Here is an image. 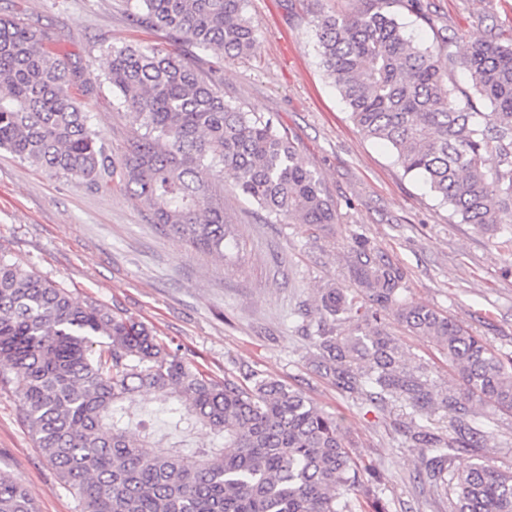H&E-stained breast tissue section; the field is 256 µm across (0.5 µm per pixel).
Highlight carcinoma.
<instances>
[{
    "label": "carcinoma",
    "mask_w": 512,
    "mask_h": 512,
    "mask_svg": "<svg viewBox=\"0 0 512 512\" xmlns=\"http://www.w3.org/2000/svg\"><path fill=\"white\" fill-rule=\"evenodd\" d=\"M136 23L176 44L248 56L255 32L245 0H137ZM369 0L353 14L321 13L316 29L324 73L368 140L392 148L406 174L422 177L461 224L512 221V41L492 35L454 55L455 37L422 47L389 11ZM106 80L140 132L122 162L129 195L165 233L225 256L235 229L224 213V182L261 210L309 228L339 223L337 203L288 132L224 100L183 53L127 45L110 51ZM451 62L468 77L459 104L443 75ZM93 72L71 70L44 37L0 18V148L49 172L112 186L78 91ZM401 268L361 244L347 286L326 288L313 347L336 387L371 402H405L427 414L455 413L452 433L420 426L404 435L429 456V476L451 512H512V472L462 461L459 448L487 437L468 419L473 397L512 411V358L459 322L406 295ZM393 314L432 339L457 371L459 388L439 391L405 364ZM357 335L337 333L338 315ZM0 384L19 398L35 447L74 495L77 512H365V473L343 419L278 379L248 370L220 380L160 342L143 323L97 301L79 303L61 283L0 255ZM175 405L176 441L156 437L139 410L143 391ZM202 429L222 443L192 447ZM0 512H36L17 480L0 475Z\"/></svg>",
    "instance_id": "1"
}]
</instances>
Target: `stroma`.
<instances>
[{
  "instance_id": "obj_1",
  "label": "stroma",
  "mask_w": 512,
  "mask_h": 512,
  "mask_svg": "<svg viewBox=\"0 0 512 512\" xmlns=\"http://www.w3.org/2000/svg\"><path fill=\"white\" fill-rule=\"evenodd\" d=\"M425 23L402 5L393 10L415 40L434 44L448 29L458 49L497 35L512 40V0H424ZM365 0H246L256 46L225 59L187 48L214 74L229 104L288 130L324 180L341 221L316 230L267 214L224 186L238 246L227 260L192 249L152 224L120 182L97 188L51 174L0 148V254L63 283L77 300H96L144 323L171 349L216 377L253 369L284 381L330 413L341 414L354 450L371 467L365 493L388 512H448V496L420 481L421 457L398 426L447 433L451 415L408 405L370 404L337 388L310 363L303 312L321 291L346 285L348 260L366 243L404 269L408 296L472 329L498 354L512 356V223L479 230L449 217L425 182L404 174L389 148L365 139L326 77L316 47L317 13H352ZM136 0H0V17L24 22L71 68L95 74L81 102L113 162L136 127L106 80L110 50L168 47L161 34L135 24ZM410 367L426 365L437 388L459 381L428 339L393 317ZM468 406L488 433L462 460L512 469V412L476 399ZM18 399L0 389V472L19 480L37 512H77L74 496L18 420Z\"/></svg>"
}]
</instances>
